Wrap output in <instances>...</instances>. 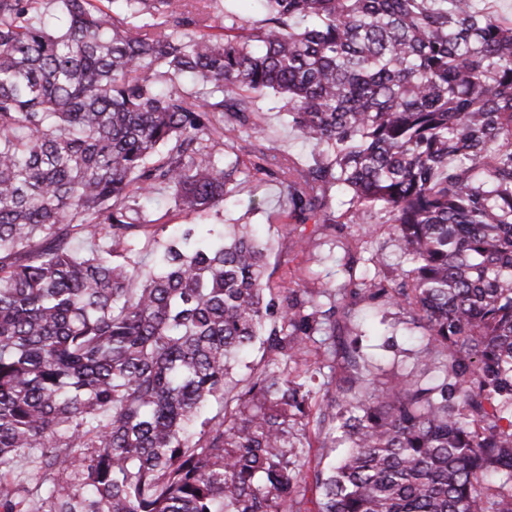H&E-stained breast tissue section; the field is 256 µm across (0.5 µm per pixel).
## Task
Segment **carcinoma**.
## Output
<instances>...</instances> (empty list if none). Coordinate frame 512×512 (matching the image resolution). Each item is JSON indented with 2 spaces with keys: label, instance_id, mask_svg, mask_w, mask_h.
<instances>
[{
  "label": "carcinoma",
  "instance_id": "obj_1",
  "mask_svg": "<svg viewBox=\"0 0 512 512\" xmlns=\"http://www.w3.org/2000/svg\"><path fill=\"white\" fill-rule=\"evenodd\" d=\"M263 2L0 0V512H512V19ZM267 96L312 162L241 160ZM258 174L326 237L380 214L399 269L272 287L249 225L202 222ZM159 190L200 222L158 236ZM360 302L434 379L336 342Z\"/></svg>",
  "mask_w": 512,
  "mask_h": 512
}]
</instances>
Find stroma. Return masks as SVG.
I'll return each instance as SVG.
<instances>
[{
  "instance_id": "35a3bbf8",
  "label": "stroma",
  "mask_w": 512,
  "mask_h": 512,
  "mask_svg": "<svg viewBox=\"0 0 512 512\" xmlns=\"http://www.w3.org/2000/svg\"><path fill=\"white\" fill-rule=\"evenodd\" d=\"M267 115L263 138L273 139L296 161L311 160L313 149L299 138L288 117L274 98L260 102ZM214 224H251L271 244L268 269L273 285L296 287L300 280L314 279L317 284L339 287L358 280L366 272L363 261L367 252L382 250L387 263H394L388 229L375 215L369 214L360 224H341L332 237L316 234L313 224H297L288 216V201L279 184L271 179L249 182L240 193L225 202L219 214L211 216ZM309 240L307 252L294 248L297 239ZM341 341L360 338L363 349L379 366L378 375L386 379L411 373L426 377L429 370L414 356L415 343L404 325L386 328L374 315L373 306L363 304L341 319L336 328Z\"/></svg>"
}]
</instances>
